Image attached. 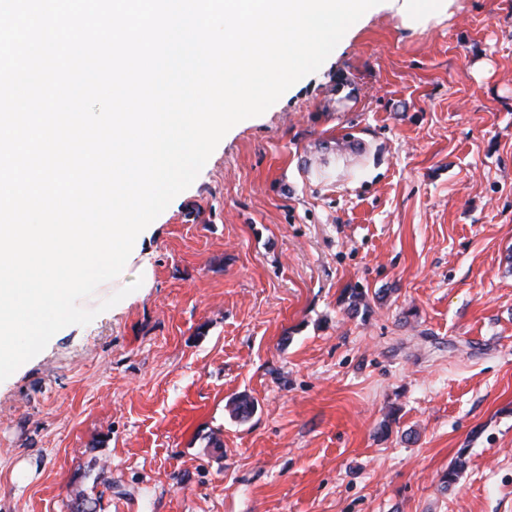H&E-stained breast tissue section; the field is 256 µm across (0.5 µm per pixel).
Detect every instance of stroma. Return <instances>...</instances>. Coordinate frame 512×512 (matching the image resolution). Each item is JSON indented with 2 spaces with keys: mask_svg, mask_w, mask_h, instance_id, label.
I'll list each match as a JSON object with an SVG mask.
<instances>
[{
  "mask_svg": "<svg viewBox=\"0 0 512 512\" xmlns=\"http://www.w3.org/2000/svg\"><path fill=\"white\" fill-rule=\"evenodd\" d=\"M138 247L0 382V512H512V0L366 16Z\"/></svg>",
  "mask_w": 512,
  "mask_h": 512,
  "instance_id": "obj_1",
  "label": "stroma"
}]
</instances>
